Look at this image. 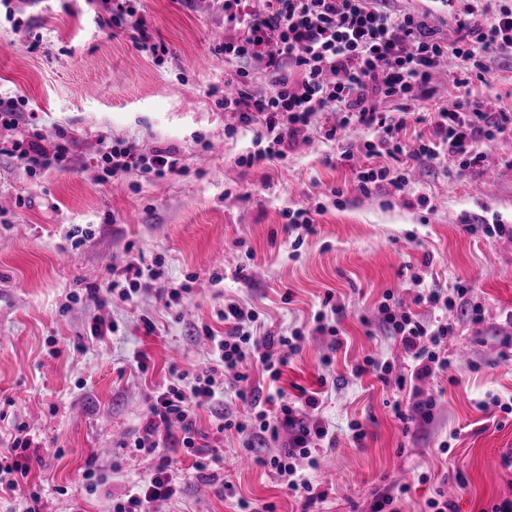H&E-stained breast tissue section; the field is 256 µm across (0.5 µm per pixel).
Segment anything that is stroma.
Masks as SVG:
<instances>
[{"label": "stroma", "mask_w": 512, "mask_h": 512, "mask_svg": "<svg viewBox=\"0 0 512 512\" xmlns=\"http://www.w3.org/2000/svg\"><path fill=\"white\" fill-rule=\"evenodd\" d=\"M14 7L11 17L0 10V97L24 100L20 133L62 127L73 139L66 167L35 175L0 155V448L21 432L30 439L40 512H110L129 482L156 467L125 444L172 370L212 365L211 338L223 335L228 304L254 310L273 331L306 334L282 370L288 395L330 379L321 417L333 445L309 474L325 498L309 504L288 492L241 435L217 434L203 409L197 428L207 442L222 440L223 462L199 472L172 449L182 495L149 512H236L241 499L254 512H369L400 486L401 512H427L439 493L457 512L512 498V468L503 464L512 417L481 407L512 398V239L469 230L512 225V137L488 142L482 165L461 174L402 155L369 161L358 152L340 163L315 122L285 158L248 167L241 157L267 143L224 109V0H144L155 40L169 49L159 59L108 26L98 0ZM486 63L490 81L472 77L467 60L435 72L433 83L468 77L470 99L512 114V54ZM119 142L147 156L175 148L183 169L110 177L100 153ZM369 162L389 174L364 192L353 170ZM404 171L409 185L400 189ZM299 208L316 232L298 245L283 213ZM133 261L160 266L165 281L190 293L169 306L161 282L145 280L135 304L108 295L111 285L128 286ZM415 274L427 288L469 286L481 320L415 305ZM390 294L424 321L454 323L447 372L422 386L435 401L428 421L397 383L411 360L381 321ZM328 295L337 313L324 314ZM95 326L101 336H92ZM330 352L334 362L323 367ZM368 356L389 361L391 374L354 377ZM355 422L366 432L359 443ZM90 465L97 481L84 478ZM228 483L235 497L225 496Z\"/></svg>", "instance_id": "stroma-1"}]
</instances>
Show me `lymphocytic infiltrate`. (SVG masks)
Segmentation results:
<instances>
[{
  "instance_id": "f902f5d3",
  "label": "lymphocytic infiltrate",
  "mask_w": 512,
  "mask_h": 512,
  "mask_svg": "<svg viewBox=\"0 0 512 512\" xmlns=\"http://www.w3.org/2000/svg\"><path fill=\"white\" fill-rule=\"evenodd\" d=\"M101 3L109 22L129 31L140 51L167 54L166 45L150 33L142 0ZM454 22L456 36L448 39L429 22L427 12L399 13L388 0H224V26L229 32L224 57L233 67L225 80L238 86L236 93L225 96L224 109L236 114L241 126H256L259 136L268 141L267 150L246 157V164L284 157L287 148L306 136L312 117L319 115L330 122L325 135L331 140L348 125L363 127L367 132L363 152L369 158L405 154L415 161L443 159L468 171L478 167L486 141L512 136L511 116L485 111L480 102L455 93L430 117H422L420 110L435 93L432 75L440 62L470 60L479 75L489 74L485 54L512 47V9L494 12L488 0H464ZM251 63L261 64L268 79V92L258 97L242 83ZM388 99L400 101V108L382 109ZM424 119L432 125L433 137L407 148L400 131ZM68 153L63 131L49 142L39 137L0 141V155L17 158L33 173L65 167ZM100 159L113 176L133 171L163 176L177 172L179 164L173 149L158 148L147 157L131 143L108 148ZM380 313L389 335L399 340L413 362L409 374L413 408L422 418H431L434 400L422 397L420 385L447 371L453 326L447 320L428 323L387 304L381 305ZM256 320L252 310L225 306L224 333L213 339L216 364L244 382L249 364L260 363L275 390L264 395L235 390L236 399L250 407L248 417L238 418L225 411L213 370L177 373L175 383L149 404L128 444L132 454L155 457L159 463L145 480L129 486L113 512H147L148 504L179 494L165 454L168 448H185L200 472L221 461L219 445L198 442L196 410L202 406L209 408L217 433L236 430L250 451L287 434L283 454L264 460L263 465L288 491L314 499L313 483L298 472L296 462L304 459L310 468L318 466V450L328 437L320 419L322 400L305 390L290 398L277 386L282 367L302 351L306 336L299 331L288 336L275 333ZM27 447L22 441L0 448V485L31 501L28 512H39V494L23 486L31 465L18 459L19 451Z\"/></svg>"
}]
</instances>
